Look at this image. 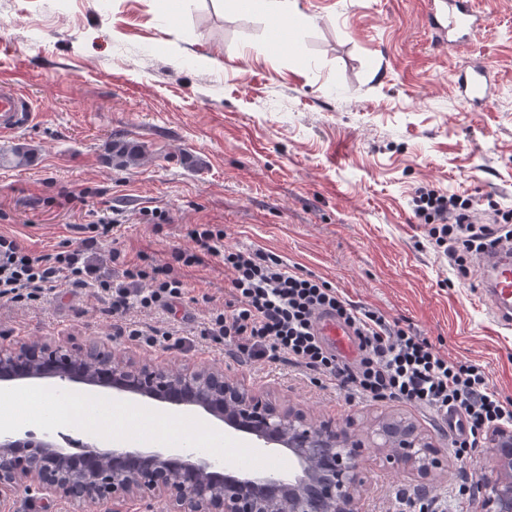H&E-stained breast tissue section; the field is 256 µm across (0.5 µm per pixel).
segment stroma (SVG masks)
Segmentation results:
<instances>
[{
	"mask_svg": "<svg viewBox=\"0 0 512 512\" xmlns=\"http://www.w3.org/2000/svg\"><path fill=\"white\" fill-rule=\"evenodd\" d=\"M487 22L468 45L435 46L424 0H295L291 12H243L233 0H0V83L38 106L34 124L0 136V233L49 252L89 237L91 215L120 221L116 244L133 264L193 249L187 230L209 224L232 249L275 253L329 282L357 306L426 337L440 353L480 364L512 401V328L479 300L476 273L450 266L417 223L411 198L427 186L512 209V0H477ZM481 62L500 90L471 111L454 74ZM115 141L143 146L138 165L108 161ZM28 149L16 164L11 148ZM75 194L60 206L61 192ZM166 212L147 224L145 210ZM176 314L132 311L142 326L176 331L148 346L115 338L130 356L223 367L313 421L366 426L395 411L431 436L436 477L366 453L362 512H396L398 497L451 495L482 482L484 458L461 460L431 413L347 399L335 381H311L285 362L246 363L200 333L223 305L229 277L214 260L185 271ZM113 338L109 302L74 289L57 299L0 304L5 342ZM166 422L223 443L224 460L289 468L282 454L191 409H158Z\"/></svg>",
	"mask_w": 512,
	"mask_h": 512,
	"instance_id": "1",
	"label": "stroma"
}]
</instances>
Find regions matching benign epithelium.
<instances>
[{"label": "benign epithelium", "instance_id": "7a95c632", "mask_svg": "<svg viewBox=\"0 0 512 512\" xmlns=\"http://www.w3.org/2000/svg\"><path fill=\"white\" fill-rule=\"evenodd\" d=\"M49 378L200 410L263 448L288 451L297 467L284 486L267 471L217 473L215 461L195 451L97 448L78 457L46 435L1 430L3 512L11 493L23 488L38 502H63L72 512H122L128 500L145 503L146 512L157 501L166 512H360L365 449L422 475L441 468L432 438L401 414H381L359 434L332 421L314 423L303 408L277 403L215 366L159 365L98 341L0 344L1 383ZM488 444L492 477L482 512H512V429L491 432Z\"/></svg>", "mask_w": 512, "mask_h": 512}]
</instances>
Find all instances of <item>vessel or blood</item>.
<instances>
[{
  "label": "vessel or blood",
  "instance_id": "vessel-or-blood-1",
  "mask_svg": "<svg viewBox=\"0 0 512 512\" xmlns=\"http://www.w3.org/2000/svg\"><path fill=\"white\" fill-rule=\"evenodd\" d=\"M427 24L432 40L438 45H466L482 27L483 15L474 0H427ZM498 90L496 80L482 64L462 70L456 82L461 101L468 106L486 107ZM33 100L11 85L0 84V133L7 134L32 124ZM482 287L491 292L489 309L499 324L512 326V255L498 252L479 261ZM320 336L338 344L345 356H353L356 348L350 330L335 316L324 315L317 321Z\"/></svg>",
  "mask_w": 512,
  "mask_h": 512
}]
</instances>
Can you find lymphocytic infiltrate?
I'll list each match as a JSON object with an SVG mask.
<instances>
[{
    "label": "lymphocytic infiltrate",
    "instance_id": "1",
    "mask_svg": "<svg viewBox=\"0 0 512 512\" xmlns=\"http://www.w3.org/2000/svg\"><path fill=\"white\" fill-rule=\"evenodd\" d=\"M415 217L444 245L450 261L464 255H488L512 245V210L498 212L495 222L480 219L478 203L457 194L419 188L413 198ZM90 237L77 248L35 252L16 237L0 233V301H35L62 288L92 289L109 296L115 333L153 345L159 328L128 322L127 313L157 308L175 311L185 296L182 268L213 259L230 275L229 298L211 307L202 333L249 362L288 361L294 367L336 379L349 397L369 401L398 400L447 417L456 412L466 436L454 455H483L487 432L512 424V403L491 391L483 368L441 354L427 340L389 320L383 313L358 307L327 281L301 274L273 253L230 250L224 234L206 225L190 229L194 252H175L174 263L151 268H124L101 276L94 248L112 238L116 223L104 217L90 222ZM336 313L355 334L358 355L345 360L316 332L319 313Z\"/></svg>",
    "mask_w": 512,
    "mask_h": 512
}]
</instances>
